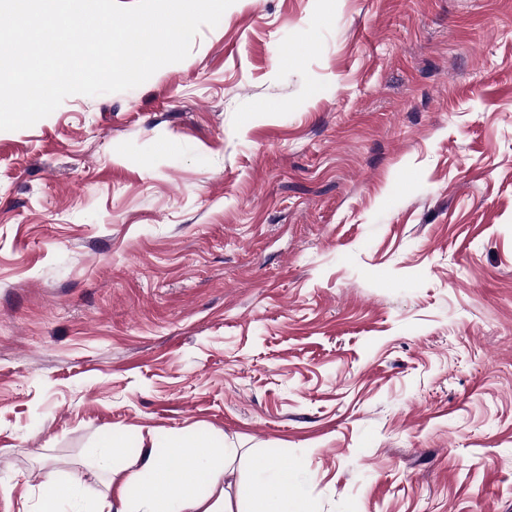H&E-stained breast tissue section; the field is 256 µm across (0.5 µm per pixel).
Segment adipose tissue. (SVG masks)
Wrapping results in <instances>:
<instances>
[{"mask_svg":"<svg viewBox=\"0 0 512 512\" xmlns=\"http://www.w3.org/2000/svg\"><path fill=\"white\" fill-rule=\"evenodd\" d=\"M235 451L208 435L173 442L163 452H148L139 471L127 475L122 501L128 512H234L220 477L233 474ZM274 476L248 487L251 512H301L304 502L297 467L273 465Z\"/></svg>","mask_w":512,"mask_h":512,"instance_id":"1","label":"adipose tissue"}]
</instances>
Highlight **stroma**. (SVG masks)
I'll return each mask as SVG.
<instances>
[{
  "instance_id": "35a3bbf8",
  "label": "stroma",
  "mask_w": 512,
  "mask_h": 512,
  "mask_svg": "<svg viewBox=\"0 0 512 512\" xmlns=\"http://www.w3.org/2000/svg\"><path fill=\"white\" fill-rule=\"evenodd\" d=\"M199 433L309 512H512V0H235L0 131V512Z\"/></svg>"
}]
</instances>
